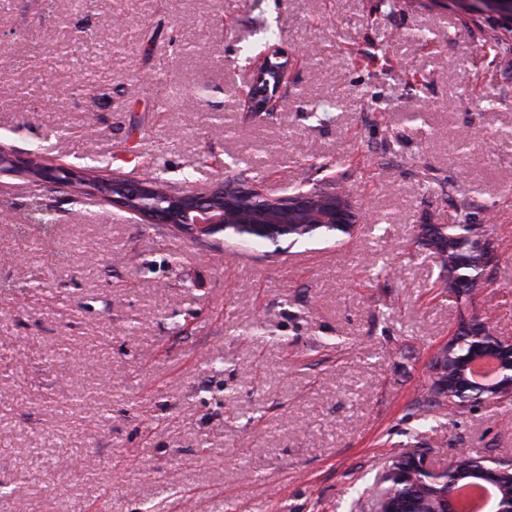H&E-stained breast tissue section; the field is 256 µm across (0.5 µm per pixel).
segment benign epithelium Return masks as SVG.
I'll return each mask as SVG.
<instances>
[{"label":"benign epithelium","mask_w":512,"mask_h":512,"mask_svg":"<svg viewBox=\"0 0 512 512\" xmlns=\"http://www.w3.org/2000/svg\"><path fill=\"white\" fill-rule=\"evenodd\" d=\"M470 9L482 12H495L512 17V0H467ZM288 73V56L278 51L274 57H266L256 68V78L245 95L248 108L253 112H271L276 106L275 95L282 87ZM0 169L32 176L40 181L65 186L80 181L86 191L98 196L102 202L134 212L150 224H166L185 231L197 238H206L218 232L230 231L232 224H282L276 219L260 220L267 208L277 207L286 213L290 209L304 208L310 197L305 194L278 196L272 198L263 190L249 182L237 185L226 184L201 196L183 191L169 193L172 208L167 212H157L133 207V201L140 196L151 195L149 182L126 175L112 177H86L78 169L64 164H48L34 159H22L8 153L0 147ZM263 199V205L253 207L254 213L237 210L238 201L243 199ZM331 205L319 215V226L341 229L351 234L355 225L350 210L336 207V199L330 198ZM474 240L480 246L481 264H492L494 253L483 241L480 225H472ZM468 335L471 342L463 354L452 355L461 343L460 335ZM442 355L453 356V374L442 385V390L457 408L466 407V403L455 396L470 395L480 402L494 403L512 398V338L495 335L488 327L470 321L460 323L448 340V346ZM482 359H491L495 367L489 376L478 377L473 371L474 364ZM409 465L402 472L393 473L399 481H410L413 488L430 489V512H458L457 497L465 485L490 486L496 490V496L490 506V512H512V460H490L478 457L467 470L459 469L453 462L442 468L427 463L425 452L416 450L406 456Z\"/></svg>","instance_id":"7a95c632"}]
</instances>
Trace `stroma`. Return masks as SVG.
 Segmentation results:
<instances>
[{"mask_svg":"<svg viewBox=\"0 0 512 512\" xmlns=\"http://www.w3.org/2000/svg\"><path fill=\"white\" fill-rule=\"evenodd\" d=\"M503 26L443 0H0L18 157L199 192L245 166L359 216L249 248L0 172V512H372L409 450L512 458V401L436 396L462 319L512 337ZM275 46L276 112L240 110ZM463 204L497 262L460 297L424 229Z\"/></svg>","mask_w":512,"mask_h":512,"instance_id":"35a3bbf8","label":"stroma"}]
</instances>
